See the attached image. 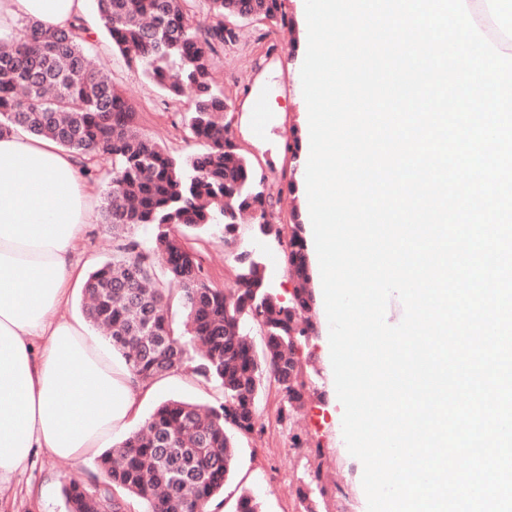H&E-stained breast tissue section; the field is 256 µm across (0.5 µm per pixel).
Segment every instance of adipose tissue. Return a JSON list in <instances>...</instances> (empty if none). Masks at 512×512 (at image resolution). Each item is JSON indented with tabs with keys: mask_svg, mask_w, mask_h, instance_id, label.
Masks as SVG:
<instances>
[{
	"mask_svg": "<svg viewBox=\"0 0 512 512\" xmlns=\"http://www.w3.org/2000/svg\"><path fill=\"white\" fill-rule=\"evenodd\" d=\"M85 12L86 0H0V37L22 20L65 28ZM97 193L54 140L0 137V481L39 449L82 462L115 446L151 392L60 313L81 277L73 253Z\"/></svg>",
	"mask_w": 512,
	"mask_h": 512,
	"instance_id": "ef3b65f1",
	"label": "adipose tissue"
}]
</instances>
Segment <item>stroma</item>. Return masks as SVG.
<instances>
[{
	"label": "stroma",
	"instance_id": "obj_1",
	"mask_svg": "<svg viewBox=\"0 0 512 512\" xmlns=\"http://www.w3.org/2000/svg\"><path fill=\"white\" fill-rule=\"evenodd\" d=\"M283 10L288 22L279 27L247 20L227 21L230 35L224 41L217 79L229 104L234 141L256 175L262 177L266 194L275 202L270 220L280 225L283 233H290L297 226L306 236L311 229L307 192L298 179L305 159L293 156L288 149L295 138L304 137L308 118L306 102L297 89L306 30L301 0H283ZM84 20L90 30L88 45L92 55L135 104L141 130L164 142L172 152L193 151L194 143L185 141L183 133L172 126L174 110L187 109L190 96H183L179 106L168 105L158 87L113 53L94 6H87ZM284 80L291 87L286 95L280 92ZM253 89L267 92L275 114L272 130L260 142L253 138L246 122L248 93ZM190 243L200 251L204 269L215 285L235 287L236 256L248 251L265 265L267 281L279 298L285 302L291 299L297 282L288 268L284 249L273 238L263 236L258 225L241 224L232 236L215 231L191 238ZM113 246L110 225L93 221L85 227L75 259L85 270H92L111 259ZM310 286L318 332L300 340L295 357L314 395L297 416L281 421L276 415L278 392L269 388L257 407L260 429L240 439L234 477L226 487L223 504L211 505V512H234L241 486L262 501L264 512H298V493L310 491V473L316 468L328 491L320 501L319 512H367L363 465L347 450L340 417L342 404L329 382V363L324 354L329 323L322 287L316 280ZM177 376L176 384L156 391L146 400L144 413H151L170 398L217 403V391L201 382L190 369L178 371ZM73 478L92 484L102 481L103 476L94 461L77 463L39 452L24 470L0 486V512H65L61 489Z\"/></svg>",
	"mask_w": 512,
	"mask_h": 512
}]
</instances>
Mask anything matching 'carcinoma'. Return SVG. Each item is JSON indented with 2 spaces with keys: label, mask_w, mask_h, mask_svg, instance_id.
<instances>
[{
  "label": "carcinoma",
  "mask_w": 512,
  "mask_h": 512,
  "mask_svg": "<svg viewBox=\"0 0 512 512\" xmlns=\"http://www.w3.org/2000/svg\"><path fill=\"white\" fill-rule=\"evenodd\" d=\"M211 25L193 27L195 7ZM112 51L135 66L167 103L192 93L175 128L201 149L184 155L140 132L136 106L90 61L83 24L46 28L28 23L0 45V135L18 128L47 137L79 159L91 178L112 163L103 197L112 227V260L92 270L83 293L87 321L109 331L112 352L141 381L191 367L220 392L201 406L183 399L158 404L145 426L96 461L105 474L92 486L72 479L62 488L66 512H128L129 499L148 512H208L224 495L237 438L256 431L266 384L282 402L305 400L295 388L290 330L308 312L303 299L285 303L269 287L262 263L237 257V287L207 277L188 240L216 229L228 233L246 213L265 236L281 240L267 220L263 181L238 151L223 123L224 90L214 79L224 45V19L287 23L282 0H96ZM142 230L138 242L131 235ZM285 257L296 277H308L300 230ZM263 335L256 347L247 326ZM234 512H263L242 489Z\"/></svg>",
  "instance_id": "1"
}]
</instances>
